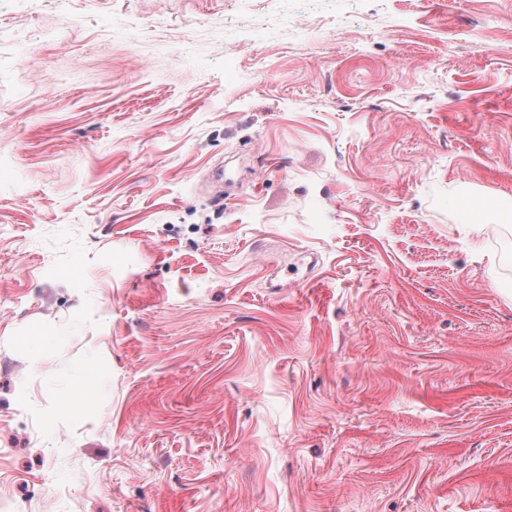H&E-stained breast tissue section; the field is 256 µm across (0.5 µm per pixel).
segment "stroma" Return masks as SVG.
<instances>
[{
  "label": "stroma",
  "instance_id": "35a3bbf8",
  "mask_svg": "<svg viewBox=\"0 0 512 512\" xmlns=\"http://www.w3.org/2000/svg\"><path fill=\"white\" fill-rule=\"evenodd\" d=\"M510 502L512 0H0V512ZM99 387V374L93 366L85 367L80 379L72 386L70 390L69 407L75 409L79 407L86 396L97 390Z\"/></svg>",
  "mask_w": 512,
  "mask_h": 512
}]
</instances>
